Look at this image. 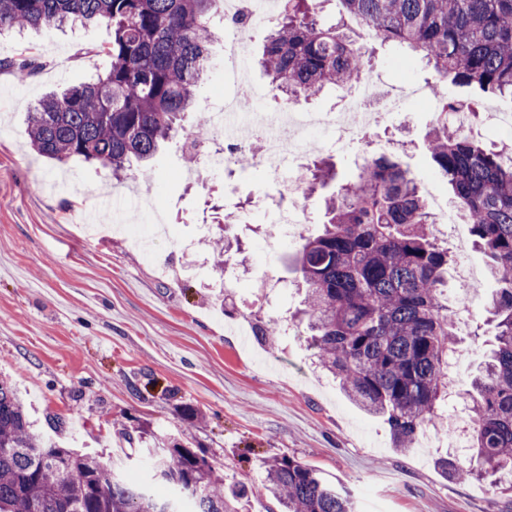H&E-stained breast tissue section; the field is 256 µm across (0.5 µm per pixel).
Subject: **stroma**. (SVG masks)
<instances>
[{"instance_id": "1", "label": "stroma", "mask_w": 512, "mask_h": 512, "mask_svg": "<svg viewBox=\"0 0 512 512\" xmlns=\"http://www.w3.org/2000/svg\"><path fill=\"white\" fill-rule=\"evenodd\" d=\"M270 28L254 25L244 67L258 110L277 111L255 59ZM112 28L49 30L0 37V375L16 384L37 431L57 441L120 460L127 476L152 484L150 456L175 441L220 465L224 482L249 490L248 512H274L265 493L262 459L292 456L345 488L371 497L377 512H512V493L492 494L480 481L458 484L437 467L469 448L448 447L449 416L426 428L414 448H393L384 421L362 411L315 364L303 324L274 344L231 326L254 317L284 321L301 308L303 292L287 265L291 247L271 227L278 190L262 170H222L196 180L205 158L185 163L171 141L147 174L111 170L78 159L59 164L36 154L26 116L46 92L102 72L100 50ZM369 74L399 94L424 99L387 126L354 143H312L311 156L330 158L339 179L364 155L391 145L422 192L450 198L447 181L425 148L436 96L432 71L416 55L371 40ZM42 66L27 79L11 61ZM238 76L210 69L196 96L199 111L237 103ZM163 213L177 239L154 244L148 264L119 218L136 224ZM230 232L246 261L237 285L225 287L213 266V241ZM232 302L224 314L222 301ZM194 407L201 421L186 418ZM145 431L136 447L120 429Z\"/></svg>"}]
</instances>
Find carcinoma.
Returning a JSON list of instances; mask_svg holds the SVG:
<instances>
[{
    "mask_svg": "<svg viewBox=\"0 0 512 512\" xmlns=\"http://www.w3.org/2000/svg\"><path fill=\"white\" fill-rule=\"evenodd\" d=\"M219 0H0V32L68 22L112 25L109 68L95 80L42 98L27 113L42 157H79L119 178L185 131L211 59ZM325 0H285L259 59L278 103L363 83L371 52L341 19L322 20ZM383 44L422 55L434 89L451 83L512 97V0H337ZM475 97L438 94V111L480 117ZM426 149L448 180L496 283L486 309L491 348L471 379V457L441 460L457 482L512 492V153L440 119ZM336 179L316 164L310 189ZM415 180L379 156L325 201L316 235L291 261L305 285L308 344L320 367L365 412L385 419L394 447H414L441 413L457 329L448 308V244ZM271 343L279 323L254 319ZM266 490L282 512H355L353 499L291 457L264 462ZM161 479L192 490L196 512H239L245 486L224 485L221 468L178 443L153 458ZM0 512H174L170 501L119 476L99 457L61 448L31 428L25 405L0 379Z\"/></svg>",
    "mask_w": 512,
    "mask_h": 512,
    "instance_id": "obj_1",
    "label": "carcinoma"
}]
</instances>
